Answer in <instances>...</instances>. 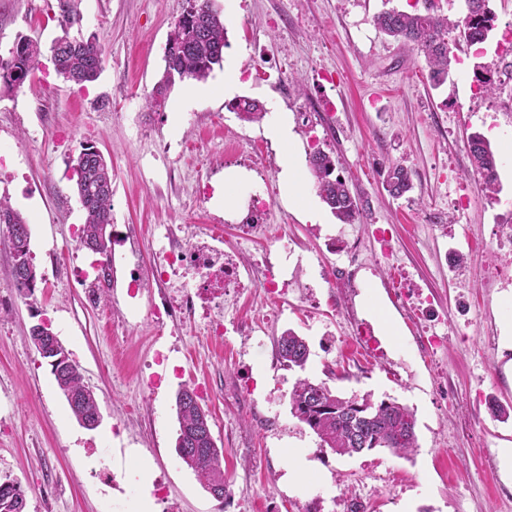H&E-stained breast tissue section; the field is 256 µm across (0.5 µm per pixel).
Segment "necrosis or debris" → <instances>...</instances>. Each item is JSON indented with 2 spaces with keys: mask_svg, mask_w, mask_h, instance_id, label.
Here are the masks:
<instances>
[{
  "mask_svg": "<svg viewBox=\"0 0 512 512\" xmlns=\"http://www.w3.org/2000/svg\"><path fill=\"white\" fill-rule=\"evenodd\" d=\"M270 208L268 191L252 193L236 225L237 245L228 250L220 245L217 224L158 230L159 247L152 266L131 269L128 284L134 296L144 288L158 291L157 298L147 302L145 320L161 333L197 322L209 335L217 336L227 322L219 298L246 287L258 289L270 306L281 307L295 288L288 276L294 249L283 232L272 231L267 222ZM258 239L266 240L269 249L264 255L250 256L249 244Z\"/></svg>",
  "mask_w": 512,
  "mask_h": 512,
  "instance_id": "4bbe7bcc",
  "label": "necrosis or debris"
}]
</instances>
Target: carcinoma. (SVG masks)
Returning <instances> with one entry per match:
<instances>
[{
  "instance_id": "1",
  "label": "carcinoma",
  "mask_w": 512,
  "mask_h": 512,
  "mask_svg": "<svg viewBox=\"0 0 512 512\" xmlns=\"http://www.w3.org/2000/svg\"><path fill=\"white\" fill-rule=\"evenodd\" d=\"M80 0H55L51 6L54 17L65 35L55 39L50 52L55 69L64 81L82 87L98 79L104 50L94 39H75L66 34L82 21ZM466 14L451 20L446 16L425 11L405 12L397 8L380 12L375 19L377 28L396 41L413 46L425 62L426 79L436 89L448 81L454 48L458 40L472 46L484 43L495 28L496 13L490 0H465ZM227 46L224 18L214 6V0H185L181 14L171 30L164 54L165 67L152 92L145 97V107L158 112L165 107L167 94L176 83L204 81L215 66L223 61ZM42 54L40 43L25 36L17 39L9 57H0V87L19 90L34 71ZM481 90L493 94L498 89L494 72L477 65ZM230 111L247 122H258L265 109L258 102L241 97L227 104ZM467 145L473 172L480 177L479 186L485 197L493 199L500 193L496 152L480 133L468 136ZM309 167L314 187L336 219L352 224L362 211L361 200L350 190L346 180L335 174L336 160L318 149L311 154ZM77 197L83 201L85 222L81 241L94 245V251L103 258L112 255V234L104 226L113 224L112 167L99 156L97 147L85 144L73 165ZM386 185L394 196H402L413 189L408 170L401 164H389ZM14 229L11 245L14 257L21 267L34 271L30 257V228L22 213L9 201L0 198V215ZM283 366L289 370H305L310 350L306 340L288 329L277 340ZM55 382L64 396L74 397L69 403L73 415L85 422L99 414V405L92 390L85 385L78 366L68 362L52 369ZM289 401L291 413L311 430L320 441V447L334 453L351 456L387 448L397 457L406 458L418 448L415 433V415L407 406L386 397L377 402L366 396L343 398L325 383H314L307 377L294 382ZM366 405L370 412L359 413L354 405ZM176 448L182 462L191 468L208 490L220 488L228 495L229 485L224 479L223 450L208 435V414L197 397L183 388L177 396ZM25 496L20 484L0 481V512H24Z\"/></svg>"
}]
</instances>
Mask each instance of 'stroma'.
<instances>
[{
  "mask_svg": "<svg viewBox=\"0 0 512 512\" xmlns=\"http://www.w3.org/2000/svg\"><path fill=\"white\" fill-rule=\"evenodd\" d=\"M49 3L0 0V55L21 36L45 47L60 36ZM183 4L82 0L83 21L70 35L103 46L99 78L74 86L44 56L18 92L0 93V145L13 150L0 197L30 221L37 278L33 296H20L11 280L12 245L0 230V477L20 483L25 512H134L145 497L152 512H225L175 450L176 396L204 384L210 394L201 405L230 489L260 495L261 512H336L343 496L364 486L373 493L367 512H512V470L497 456L512 447V278L492 288L484 282L496 261L498 226L512 220V93L470 88L475 64L495 61L497 34L512 24V0H492L496 36L480 48L459 45L447 84L436 90L423 58L381 34L374 18L390 6L411 12L430 5L455 19L465 0H215L227 28L223 66L204 81L176 84L164 109L152 112L145 97L164 69ZM267 61L285 64L282 80L250 78ZM227 64L241 75L235 95L287 112L300 168L308 166V136L316 134L337 174L366 203L356 223H338L329 213L310 224L274 194L268 221L283 227L306 265L301 283L328 297L314 264L320 257L334 265L328 238H364L371 225H391L399 264L430 298L440 317L435 329L448 338L438 353L423 344L413 311L393 302L389 272L372 263L358 275L354 315L380 340L388 358L381 368L350 339L351 317L336 310L321 325L297 298L278 318L257 289L240 292L230 315L267 329L247 347L241 333L214 338L190 324L155 335L127 294L128 269H117L113 288L94 304L86 288L70 284V268L97 259L75 246L84 215L72 161L87 142L112 166L113 219L145 239L144 262L153 258L147 241L157 224L221 223L225 242L235 243L230 222L246 209L247 188L278 182L286 153L275 144L265 166L251 164L248 146L264 139L265 125L228 110L231 97L221 91ZM474 132L489 137L502 158L501 191L461 209L453 202L458 188L472 184L467 138ZM167 142L181 151H163ZM392 161L411 173L413 189L400 197L386 189ZM231 173L244 190L228 205L224 180ZM200 181L210 189L204 204L194 196ZM435 208L444 212L439 227L425 222ZM472 242L479 245L475 258L454 265ZM124 318V336L113 339V322ZM42 322L94 391L96 428L77 422L31 343L30 328ZM288 329L309 345L305 370L278 360L276 340ZM159 350L168 359L151 387L142 372ZM302 375L346 397L369 393L408 406L415 453L405 459L377 448L349 457L320 447L290 411L289 394ZM270 412L274 433L265 421ZM294 451L306 453L322 482L289 477Z\"/></svg>",
  "mask_w": 512,
  "mask_h": 512,
  "instance_id": "obj_1",
  "label": "stroma"
}]
</instances>
